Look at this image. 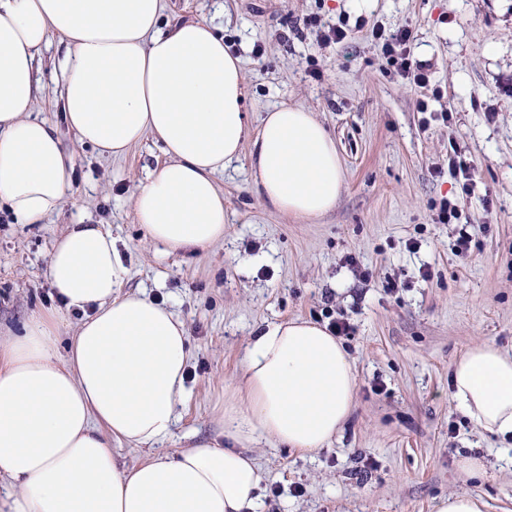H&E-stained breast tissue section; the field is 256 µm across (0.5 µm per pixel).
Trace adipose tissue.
<instances>
[{
	"label": "adipose tissue",
	"mask_w": 512,
	"mask_h": 512,
	"mask_svg": "<svg viewBox=\"0 0 512 512\" xmlns=\"http://www.w3.org/2000/svg\"><path fill=\"white\" fill-rule=\"evenodd\" d=\"M163 11V0H0V208L35 224L72 189L76 155L35 113L38 61L55 34L61 115L78 143L111 158L148 136L163 146L166 163L132 198L151 240L173 251L223 241L216 177L247 140L263 206L298 217L331 210L344 174L324 126L282 107L248 138L243 73L223 29ZM128 275L108 228L69 225L47 265L65 308L85 314L65 353L55 311L0 336V512H259L261 472L247 445L266 439L310 454L334 438L354 407L346 350L307 319L266 326L223 412L236 447L201 443L119 466L113 442L165 440L187 397V325L142 293L118 294ZM450 380L478 430L512 438V354L476 344Z\"/></svg>",
	"instance_id": "obj_1"
}]
</instances>
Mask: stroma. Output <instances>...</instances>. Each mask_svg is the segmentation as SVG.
<instances>
[{
    "label": "stroma",
    "instance_id": "1",
    "mask_svg": "<svg viewBox=\"0 0 512 512\" xmlns=\"http://www.w3.org/2000/svg\"><path fill=\"white\" fill-rule=\"evenodd\" d=\"M166 16L204 18L224 29L243 62L250 125L263 112L300 106L336 142L345 179L327 213L297 218L265 209L255 192L251 149L217 177L224 239L169 250L147 237L131 205L149 169L163 163L152 138L124 157L78 145L59 111L57 66L43 53L36 115L57 124L77 155L71 194L38 224L0 210V326L60 308L46 278L56 237L71 224H103L130 268L123 291L164 302L188 328L190 356L173 434L157 453L216 438L232 406L242 358L258 330L302 317L342 337L356 375V406L343 430L301 455L249 445L262 473L264 512H435L460 489L485 512H512V439L482 433L451 399V368L471 346L512 352V0H164ZM381 24L412 32L415 57L440 91L428 112L391 73L366 31L320 46L311 19ZM321 79H312L309 64ZM470 160L462 193L437 175L453 156ZM458 199V223L437 221L436 204ZM471 237L460 255L457 240ZM481 457L462 479L458 463Z\"/></svg>",
    "mask_w": 512,
    "mask_h": 512
}]
</instances>
